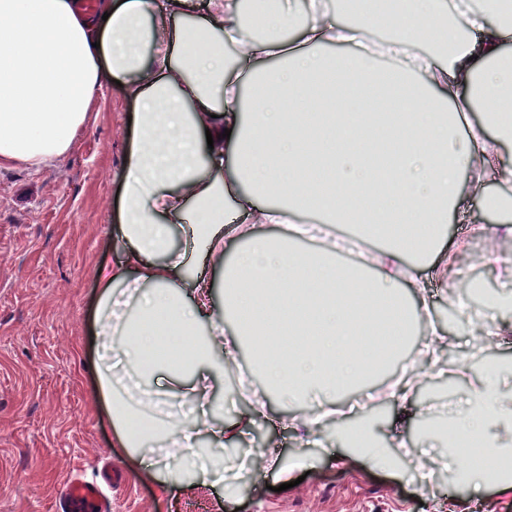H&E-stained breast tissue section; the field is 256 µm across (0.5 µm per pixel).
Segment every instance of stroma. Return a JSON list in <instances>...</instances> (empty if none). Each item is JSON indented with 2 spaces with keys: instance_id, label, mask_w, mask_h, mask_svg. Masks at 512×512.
I'll return each instance as SVG.
<instances>
[{
  "instance_id": "obj_1",
  "label": "stroma",
  "mask_w": 512,
  "mask_h": 512,
  "mask_svg": "<svg viewBox=\"0 0 512 512\" xmlns=\"http://www.w3.org/2000/svg\"><path fill=\"white\" fill-rule=\"evenodd\" d=\"M134 113L122 86L105 82L67 154L37 171L0 166V512H56L64 480L76 472L93 478L105 458L127 480L112 492V512H436L440 504L456 512H512V498L500 495L494 482L475 487L458 480L455 467L441 460L443 446L420 431L427 416L467 410L462 362L477 379L485 375L483 362L512 364V335L487 350L478 345L483 325L512 324V308L482 304L448 316L473 279L512 299V280L502 275L503 262H512V236H487L500 223L489 200L512 197V184L481 190L462 180L441 245L461 276H437L431 256L416 264L428 285L427 312L416 330L448 339L416 367L425 386L455 382L452 395L419 394L357 410L354 389L338 415L315 398L288 407L273 398L268 413L259 415V398L249 388L257 371L254 351L244 346L224 359L223 384L234 394L220 416L242 420L245 429L238 452L224 458L221 479L197 476L166 493L139 466L143 458L162 462L164 449L113 447L97 392L96 269L123 259L112 227ZM478 224L485 234H474ZM308 417L314 440L306 444L290 424ZM358 425L369 427L382 446L400 449L397 467L378 468L353 454L339 433ZM421 466L428 472L423 484L414 479ZM287 479L292 488H284Z\"/></svg>"
}]
</instances>
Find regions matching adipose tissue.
Segmentation results:
<instances>
[{
	"label": "adipose tissue",
	"instance_id": "adipose-tissue-1",
	"mask_svg": "<svg viewBox=\"0 0 512 512\" xmlns=\"http://www.w3.org/2000/svg\"><path fill=\"white\" fill-rule=\"evenodd\" d=\"M193 10L192 0H97L88 16L77 0H0V165L38 170L67 154L104 81H120L136 107L114 229L123 260L96 272L97 389L116 446L168 448L181 473L203 457L200 435L220 448L240 433L235 421L203 415L189 424L176 413L189 399L209 404L222 356L237 348L224 336L228 316L239 335L268 336L267 320L250 317L255 308L292 314V355L261 354L263 391L340 399L376 370L366 324L401 329L426 311V285L402 261L442 241L461 176L512 183V166L497 161L499 145L512 142V118L490 109L512 99V0H463L453 14L445 0H345L340 14L324 0H271L266 37L249 39L240 0H208L199 19ZM378 14L395 46L415 44L423 27L436 31L435 56L400 71L413 86L402 103L397 87L375 93L373 55L324 52L356 42ZM292 23L297 39L283 40ZM229 44L263 71L251 104L230 75ZM271 58L280 65L265 70ZM477 106L494 136L460 128L459 116ZM372 113L391 117L401 146L387 168L373 163L384 140L366 135ZM314 163L330 174L325 223H354L369 236L386 228L369 278L333 250L290 247L303 229L287 218L311 207L301 173ZM229 199L246 223H234ZM283 223L277 242L254 232ZM228 236L242 243L229 261ZM213 269L224 278L220 305ZM164 347L177 357L158 359ZM447 441L464 455L476 442L512 452V384L474 390Z\"/></svg>",
	"mask_w": 512,
	"mask_h": 512
}]
</instances>
